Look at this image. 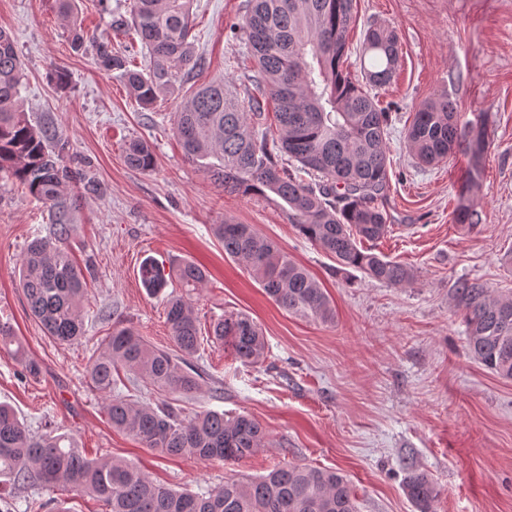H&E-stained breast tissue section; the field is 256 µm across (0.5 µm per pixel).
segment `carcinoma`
I'll return each mask as SVG.
<instances>
[{"instance_id": "1", "label": "carcinoma", "mask_w": 512, "mask_h": 512, "mask_svg": "<svg viewBox=\"0 0 512 512\" xmlns=\"http://www.w3.org/2000/svg\"><path fill=\"white\" fill-rule=\"evenodd\" d=\"M59 13L70 21L72 48L81 50L87 34L72 19V0H59ZM129 13L134 39L149 56L148 70H138L131 56L112 50L111 39L104 36L92 40L94 60L99 68L118 73L137 103L148 109L180 75L199 66L191 42L192 0H130ZM352 21V0H248L239 32L255 64L253 92L241 97L222 83L199 86L175 113L174 129L186 158L201 164L224 192L273 194L287 206L299 233L338 266L401 287L412 281L410 270L363 246L383 238L389 228L382 202L390 180L389 113L377 105L370 88L390 82L400 61L398 39L388 27L366 28L365 51L373 65L362 84L348 72ZM22 73L12 36L0 30V175L24 184L48 205L52 217L49 235L34 237L24 250L20 285L31 315L47 335L71 344L84 338L82 303L88 288L65 248L72 202L64 187L74 182L94 194L99 184L69 166L66 143L52 118L36 125L28 121L20 105ZM266 94L276 104L278 138L271 140L251 122L260 118ZM457 115L458 105L447 95L416 107L405 138L419 162L438 163L459 146ZM125 162L150 170L151 146L129 141ZM300 172H315L321 182L305 183ZM454 219L473 226L482 223V214L473 204H461ZM213 231L224 253L252 272L277 305L297 317L335 320L319 282L253 225L226 220ZM140 274L153 293L163 291L169 276L190 292L207 280L205 270L191 261L173 265L166 275L155 261L146 260ZM455 295L465 309L472 357L493 374L512 379V299H497L483 283L471 280L458 282ZM165 312L173 351L153 347L132 328L116 325L85 364L90 386L105 396L108 422L168 456L240 461L253 455L265 433L248 415L226 418L210 410L187 417L167 400L152 406L117 389L113 372L122 368L160 393L183 398L201 390L203 372L193 363L200 330L192 305L171 295ZM212 338L244 362L264 358L263 333L242 313L214 323ZM10 345L16 346L18 364L38 375V364L23 355L10 327L0 324V347ZM0 477L24 489L69 486L101 499L108 512H356L349 480L337 469L290 465L247 483L228 480L213 491H179L133 463L88 457L70 435L31 434L7 404H0ZM403 488L417 512H431L438 489L426 473L407 468Z\"/></svg>"}]
</instances>
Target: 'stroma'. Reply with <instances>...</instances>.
Returning a JSON list of instances; mask_svg holds the SVG:
<instances>
[{
    "label": "stroma",
    "instance_id": "35a3bbf8",
    "mask_svg": "<svg viewBox=\"0 0 512 512\" xmlns=\"http://www.w3.org/2000/svg\"><path fill=\"white\" fill-rule=\"evenodd\" d=\"M119 0H75L88 34L107 35L139 69L149 58L131 34L111 28ZM246 0H193L192 37L199 66L150 109L140 108L115 73L74 51L56 0H0V28L23 61L24 110L52 117L69 144L68 162L99 182L79 198L67 248L88 283L82 343L62 345L31 316L19 283L25 247L47 235L51 216L27 187L0 179V323L11 327L38 376H22L0 350V402L35 433L69 434L92 458L140 466L154 480L204 492L225 480L248 481L288 464L334 468L347 476L357 512H416L403 490L404 468L425 472L440 494L434 512H512V380L470 355L454 288L465 277L512 297V0H353L348 34L352 75H360L363 29L392 26L401 62L378 89L390 108L391 162L385 208L390 227L377 251L409 266L411 284L392 287L352 268L304 238L277 197L225 193L183 154L173 129L191 89L221 82L243 92L250 63L229 33ZM450 95L465 129L460 148L435 165L418 164L405 127L421 102ZM487 130L480 157L471 146ZM147 141L154 166L124 162L129 140ZM473 203L481 224L455 223L458 202ZM250 224L306 267L329 294L334 322L289 315L224 253L213 225ZM190 260L205 286L192 296L201 328L194 358L204 372L184 415L219 410L257 420L265 446L235 462L161 457L112 429L104 398L84 365L114 323L153 346L173 347L164 297L144 287L140 267ZM248 315L267 343L265 359L243 362L213 343L224 314Z\"/></svg>",
    "mask_w": 512,
    "mask_h": 512
}]
</instances>
